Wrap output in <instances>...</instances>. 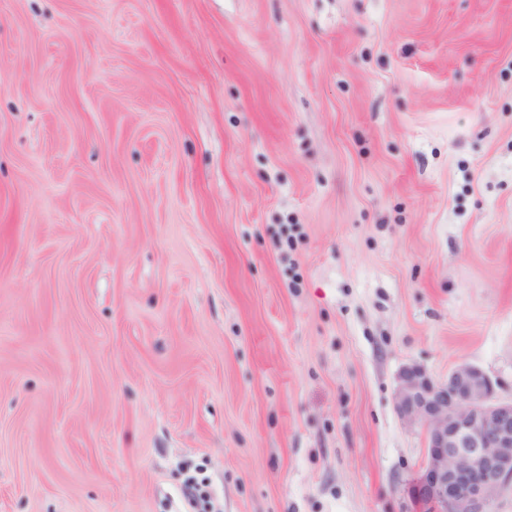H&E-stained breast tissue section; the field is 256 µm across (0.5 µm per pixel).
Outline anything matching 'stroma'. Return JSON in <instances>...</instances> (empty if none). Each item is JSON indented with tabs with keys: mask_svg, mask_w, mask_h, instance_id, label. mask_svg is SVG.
Instances as JSON below:
<instances>
[{
	"mask_svg": "<svg viewBox=\"0 0 512 512\" xmlns=\"http://www.w3.org/2000/svg\"><path fill=\"white\" fill-rule=\"evenodd\" d=\"M462 362L512 397V0H0V512H423ZM182 512H221L216 505V495L206 478L187 477L180 486Z\"/></svg>",
	"mask_w": 512,
	"mask_h": 512,
	"instance_id": "obj_1",
	"label": "stroma"
}]
</instances>
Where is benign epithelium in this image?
Returning a JSON list of instances; mask_svg holds the SVG:
<instances>
[{
	"mask_svg": "<svg viewBox=\"0 0 512 512\" xmlns=\"http://www.w3.org/2000/svg\"><path fill=\"white\" fill-rule=\"evenodd\" d=\"M495 386L471 363L445 380L417 364L399 373L397 410L425 433L419 498L429 512H499L512 494V398Z\"/></svg>",
	"mask_w": 512,
	"mask_h": 512,
	"instance_id": "1",
	"label": "benign epithelium"
}]
</instances>
